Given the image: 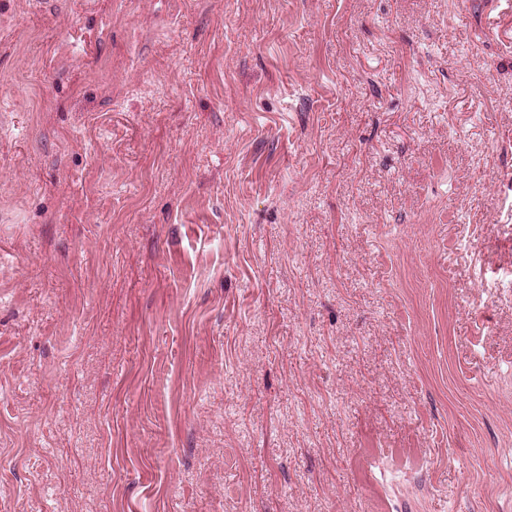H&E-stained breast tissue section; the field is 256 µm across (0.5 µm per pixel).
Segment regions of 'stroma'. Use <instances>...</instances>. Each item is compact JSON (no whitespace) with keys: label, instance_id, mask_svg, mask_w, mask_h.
I'll return each instance as SVG.
<instances>
[{"label":"stroma","instance_id":"obj_1","mask_svg":"<svg viewBox=\"0 0 512 512\" xmlns=\"http://www.w3.org/2000/svg\"><path fill=\"white\" fill-rule=\"evenodd\" d=\"M487 2L0 0V512H512Z\"/></svg>","mask_w":512,"mask_h":512}]
</instances>
